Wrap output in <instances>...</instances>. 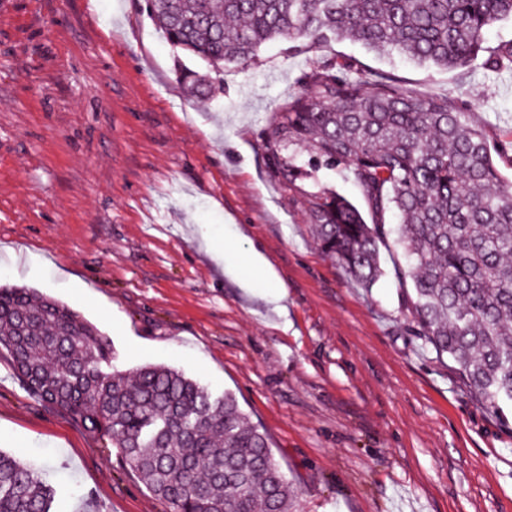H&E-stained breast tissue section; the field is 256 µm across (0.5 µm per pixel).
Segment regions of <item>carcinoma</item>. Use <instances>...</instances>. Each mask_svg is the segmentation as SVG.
I'll use <instances>...</instances> for the list:
<instances>
[{
  "instance_id": "carcinoma-1",
  "label": "carcinoma",
  "mask_w": 512,
  "mask_h": 512,
  "mask_svg": "<svg viewBox=\"0 0 512 512\" xmlns=\"http://www.w3.org/2000/svg\"><path fill=\"white\" fill-rule=\"evenodd\" d=\"M169 42L205 60L247 67L267 43L288 50L350 41L448 70L484 58L512 64V43L484 34L512 19V0H148ZM488 56H483V53ZM194 96L220 87L180 70ZM263 132L285 187L307 177L289 154L305 147L348 167L371 214L335 192L308 193L312 233L361 288L383 274L379 242L394 234L411 261L407 291L422 350L453 363L467 392L495 414L512 406V180L453 97L423 98L390 72L351 61L313 64ZM390 215L400 222L390 224ZM0 350L32 396L112 443L172 512H296L265 434L243 425L236 397L148 364L126 377L112 349L67 305L0 285ZM37 468L0 451V512H61Z\"/></svg>"
}]
</instances>
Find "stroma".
Wrapping results in <instances>:
<instances>
[{"mask_svg": "<svg viewBox=\"0 0 512 512\" xmlns=\"http://www.w3.org/2000/svg\"><path fill=\"white\" fill-rule=\"evenodd\" d=\"M358 61L456 97L512 177V69L440 70L348 41L265 45L195 98L146 0H0V283L94 324L112 368L165 364L235 395L269 438L297 512H512V425L424 353L394 240L353 284L311 232L305 194L366 202L351 173L285 188L262 132L314 61ZM253 244L266 270L226 245ZM0 450L33 463L64 512H171L118 449L35 401L0 355Z\"/></svg>", "mask_w": 512, "mask_h": 512, "instance_id": "stroma-1", "label": "stroma"}]
</instances>
